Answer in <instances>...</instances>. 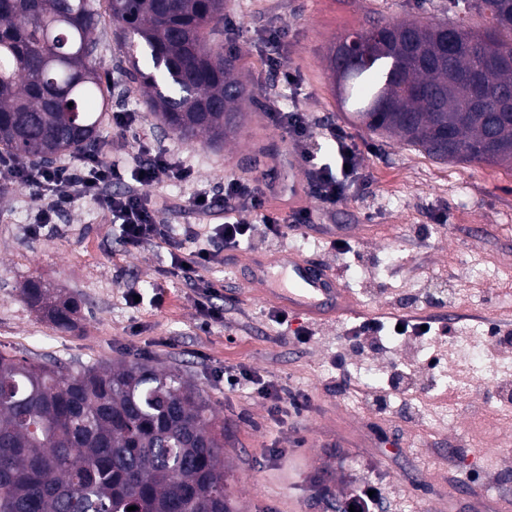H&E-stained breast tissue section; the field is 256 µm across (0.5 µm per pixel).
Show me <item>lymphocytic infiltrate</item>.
Wrapping results in <instances>:
<instances>
[{
  "mask_svg": "<svg viewBox=\"0 0 512 512\" xmlns=\"http://www.w3.org/2000/svg\"><path fill=\"white\" fill-rule=\"evenodd\" d=\"M268 116L274 125L288 132L294 144L301 146L311 161L310 190L322 206L330 208L346 201L360 177L361 168V157L351 139L333 126L316 129L307 113L297 107L286 112L274 105ZM318 132L335 143V163H317L314 135ZM124 150V144L115 145L116 158L109 164L104 163L99 154L91 152L77 154L54 168H34L19 159L5 158L0 160V172L7 173L11 181L32 188L41 224H49L53 216L78 201H93L118 224L126 251L150 243L162 245L170 258V273L186 280L192 279L198 267L209 263L212 248L235 250L258 235L267 239L283 238L299 225L313 221L311 212L305 208L293 211L286 220L270 211L267 207L270 182L232 178L224 184L223 199H216L211 193L190 198L185 208L190 221L181 233H174L163 218L164 201L152 196L149 189L163 181L184 179L185 167L163 152L126 160L122 157ZM219 206L224 209L223 223L214 225L208 246H197L198 231L193 217L211 214ZM241 210L252 212L254 223L238 219L237 213ZM395 331L408 342L427 337L417 323H407L399 329L392 324L366 319L346 327L344 339L353 349L363 352L380 348L386 334ZM224 382L231 391L254 386L273 415L282 413L287 405L299 411L308 404L306 396L289 394L277 381L264 379L242 366L225 370Z\"/></svg>",
  "mask_w": 512,
  "mask_h": 512,
  "instance_id": "lymphocytic-infiltrate-1",
  "label": "lymphocytic infiltrate"
}]
</instances>
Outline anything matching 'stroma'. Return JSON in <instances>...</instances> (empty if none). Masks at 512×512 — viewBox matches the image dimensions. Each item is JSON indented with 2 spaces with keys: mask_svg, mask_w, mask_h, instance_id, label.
<instances>
[{
  "mask_svg": "<svg viewBox=\"0 0 512 512\" xmlns=\"http://www.w3.org/2000/svg\"><path fill=\"white\" fill-rule=\"evenodd\" d=\"M226 15L236 29L224 34V46L240 55L254 102L240 133L222 145L160 129L128 80L125 39L102 23L95 66L112 109L139 115L128 128L104 122L102 160L111 162L119 139L168 152L188 167L187 180L151 189L166 202L165 217L177 232L189 197L203 187L222 194L230 177L271 180L270 206L286 219L288 181H307L309 169L264 106L299 107L317 124L350 136L362 174L335 208L304 195L315 226L281 245L331 264L367 318L419 312L449 321L453 337L495 324L512 329V172L437 162L354 124L326 58L330 43L373 19H453L451 0H227ZM273 28L287 34L283 65L298 74L296 86L266 65ZM334 240L357 260L332 250ZM276 248L258 237L198 269V280L223 285L214 303L224 319L211 323L197 312L194 289L167 273L165 249L148 244L127 253L118 228L89 200L36 229L31 188L0 181V350L57 358L76 370L141 357L186 373L224 420V464L240 512H336L337 496L351 497L367 483L404 512H512V456L500 454L501 441L512 438V406L488 399L481 382L463 400L446 385L437 392L419 387L411 396L387 391L383 416L365 405L359 384L337 393L331 363L343 347L340 329L354 316L324 323L292 312L279 325L270 318L275 304L234 274L252 255L270 258ZM30 280L80 299L75 328L54 327L21 298ZM302 325L312 332L304 342L293 334ZM228 366L276 380L309 404L270 417L251 390L225 391Z\"/></svg>",
  "mask_w": 512,
  "mask_h": 512,
  "instance_id": "stroma-1",
  "label": "stroma"
}]
</instances>
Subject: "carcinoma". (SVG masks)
I'll return each mask as SVG.
<instances>
[{"label": "carcinoma", "instance_id": "obj_1", "mask_svg": "<svg viewBox=\"0 0 512 512\" xmlns=\"http://www.w3.org/2000/svg\"><path fill=\"white\" fill-rule=\"evenodd\" d=\"M486 25L374 22L338 96L367 131L439 162L512 172V0H452ZM100 0H0V157L45 167L100 144L105 97L93 60ZM111 22L143 56L130 75L171 133L222 144L250 99L240 56L224 55V0H107ZM458 50L448 55V36ZM73 106H68V103ZM22 298L56 326L75 298L31 280ZM235 512L224 423L205 391L142 360L73 370L0 351V512Z\"/></svg>", "mask_w": 512, "mask_h": 512}]
</instances>
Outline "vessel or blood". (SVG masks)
Masks as SVG:
<instances>
[{
	"label": "vessel or blood",
	"mask_w": 512,
	"mask_h": 512,
	"mask_svg": "<svg viewBox=\"0 0 512 512\" xmlns=\"http://www.w3.org/2000/svg\"><path fill=\"white\" fill-rule=\"evenodd\" d=\"M244 285L260 289L281 309L297 310L318 321L338 319L353 312L351 297L332 269L302 259L289 249L270 260L253 256Z\"/></svg>",
	"instance_id": "obj_1"
}]
</instances>
